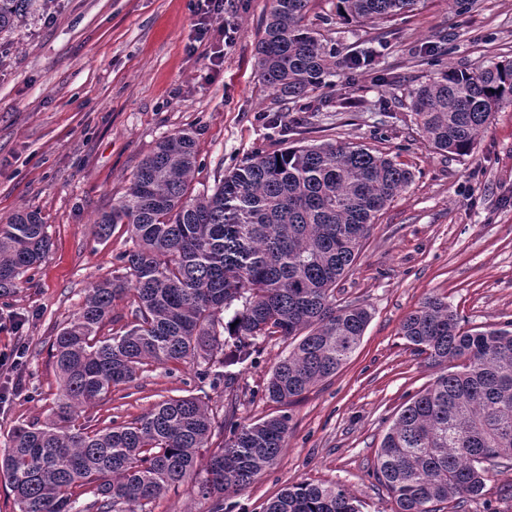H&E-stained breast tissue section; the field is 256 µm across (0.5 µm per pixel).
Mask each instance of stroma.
Masks as SVG:
<instances>
[{"mask_svg":"<svg viewBox=\"0 0 512 512\" xmlns=\"http://www.w3.org/2000/svg\"><path fill=\"white\" fill-rule=\"evenodd\" d=\"M197 0H53L0 34V223L39 211L50 248L15 293L0 297V353L26 363L0 375L18 391L0 404V448L13 428L45 422L59 393L50 344L89 283L119 275L132 246L124 227L97 241L95 221L127 192L166 137L195 138L193 193L212 190L255 153L342 141L394 157L411 184L382 212L337 303L371 319L350 360L294 403L288 446L238 498L242 512L299 481L344 485L361 512H394L373 475L382 438L440 370L400 334L427 298H443L464 328L512 323V106L493 114L471 154L449 157L422 136L410 92L448 68L512 58V0H420L371 25L345 23L336 0H311L307 23L350 65L297 105L274 103L255 66L267 0H226L223 37L196 42ZM223 45L224 61L208 56ZM286 342H261L233 392L200 387L189 364L151 366L82 408L78 424L130 423L169 398L202 397L227 420L280 414L262 390ZM466 512H512V469L491 477Z\"/></svg>","mask_w":512,"mask_h":512,"instance_id":"stroma-1","label":"stroma"}]
</instances>
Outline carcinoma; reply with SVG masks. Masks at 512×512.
Returning a JSON list of instances; mask_svg holds the SVG:
<instances>
[{"label": "carcinoma", "instance_id": "cac0c4a2", "mask_svg": "<svg viewBox=\"0 0 512 512\" xmlns=\"http://www.w3.org/2000/svg\"><path fill=\"white\" fill-rule=\"evenodd\" d=\"M310 0H268L256 67L278 104L327 86L336 50L304 23ZM420 0H337L339 15L377 23ZM33 0H0V32ZM512 104V59L475 70L450 68L414 89L410 108L423 136L447 155L466 156L494 112ZM194 137L162 140L126 194L97 221L98 235L126 227L133 247L117 256L124 275L93 282L73 320L55 336L60 389L53 417L16 427L0 449L19 512H147L191 481L210 512L276 464L288 444L287 407L336 374L360 344L369 310L336 303L376 219L412 181L387 155L327 142L257 153L210 194L191 197ZM49 248L38 212L0 224V297L15 292ZM132 321L107 336L117 300ZM400 334L443 372L413 396L383 437L374 462L395 512H442L481 496L485 481L512 467V324L464 329L447 301L427 299ZM302 339L276 363L264 397L285 410L228 428L210 450L215 414L200 398L162 401L134 422L75 426L80 409L135 382L149 365L190 363L202 384L231 389L229 367L255 362L257 341ZM88 501H80L81 497ZM263 512H360L340 484L285 486Z\"/></svg>", "mask_w": 512, "mask_h": 512}]
</instances>
